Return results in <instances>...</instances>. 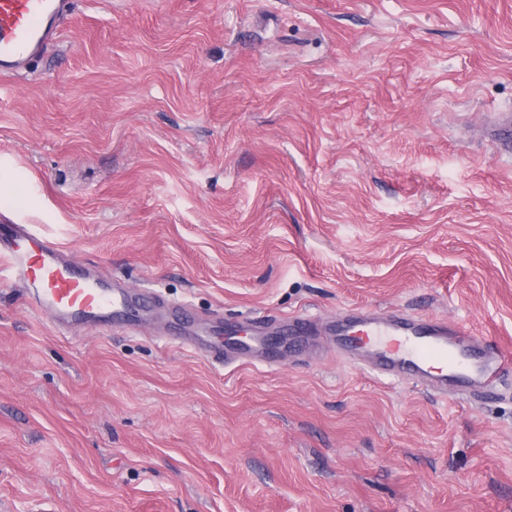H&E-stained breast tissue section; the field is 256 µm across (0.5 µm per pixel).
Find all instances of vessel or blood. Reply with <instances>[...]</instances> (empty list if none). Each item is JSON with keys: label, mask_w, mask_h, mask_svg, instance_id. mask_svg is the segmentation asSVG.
I'll list each match as a JSON object with an SVG mask.
<instances>
[{"label": "vessel or blood", "mask_w": 512, "mask_h": 512, "mask_svg": "<svg viewBox=\"0 0 512 512\" xmlns=\"http://www.w3.org/2000/svg\"><path fill=\"white\" fill-rule=\"evenodd\" d=\"M74 0H0V72L19 73L33 57L58 43L62 22ZM491 135L512 155V113H496ZM26 288L29 305L54 324L83 318H108L136 324L126 291L103 287L64 261L60 245L25 225L0 226V273ZM262 332L261 359L274 363L284 351L305 349L316 323L308 317L255 318ZM329 330L338 348L367 354L372 371L434 390L453 387L457 396L476 398L491 391L512 371V353L493 338L471 340L467 329L434 317L416 319L397 313L336 322Z\"/></svg>", "instance_id": "vessel-or-blood-1"}]
</instances>
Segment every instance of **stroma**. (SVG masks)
Returning <instances> with one entry per match:
<instances>
[{"mask_svg":"<svg viewBox=\"0 0 512 512\" xmlns=\"http://www.w3.org/2000/svg\"><path fill=\"white\" fill-rule=\"evenodd\" d=\"M512 0H76L0 77V217L155 298L52 328L0 279V512H512L485 403L247 317L434 315L512 350ZM491 135L498 143L500 149L512 155V113L496 112L492 125ZM248 325L254 329L270 328L272 330L270 334L261 337L251 333L252 344H258L260 358L268 364L276 362L283 351L304 350L309 337L316 329L315 321L308 317H293L286 320L257 317ZM271 335H277V337L271 339ZM252 344L245 343V346L234 344L233 346L238 350L247 351L252 348Z\"/></svg>","mask_w":512,"mask_h":512,"instance_id":"stroma-1","label":"stroma"}]
</instances>
